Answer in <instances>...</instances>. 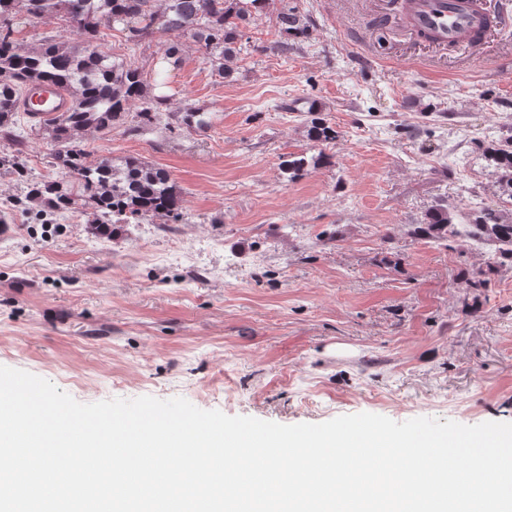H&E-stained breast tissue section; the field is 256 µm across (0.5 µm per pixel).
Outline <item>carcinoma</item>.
Instances as JSON below:
<instances>
[{
	"label": "carcinoma",
	"instance_id": "cac0c4a2",
	"mask_svg": "<svg viewBox=\"0 0 512 512\" xmlns=\"http://www.w3.org/2000/svg\"><path fill=\"white\" fill-rule=\"evenodd\" d=\"M23 2L33 17L63 14L69 31L82 36L71 43L65 39L46 47L25 50L0 34V141L13 153L0 157V167L23 176L17 159L31 133L18 125L20 104L35 84H54L69 99L59 115L28 118L36 134L49 139L57 176L26 181L25 200L56 213H78L85 217V232L95 239H110L121 224H142L162 219L170 224L184 220L180 193L170 173L138 157H128L122 167L112 156L102 155L94 164L86 162L85 136L103 137L113 130L144 136L158 126L188 132L208 127L201 113L171 112L160 124L159 108L165 98L148 91L142 72L102 50L106 31L114 22L128 23L129 38L135 43L149 38L158 24L165 32L191 36L222 78L232 71L243 29L257 20L263 0H0V20L5 22ZM275 26L285 37L306 34L303 16L288 0H280ZM311 138L319 143L336 139V131L315 117L310 121ZM500 188L512 200V141L493 149ZM454 215L443 204L434 206L413 234L446 240L455 233ZM470 234L494 247L497 265L512 269V220L501 210L484 208L469 224Z\"/></svg>",
	"mask_w": 512,
	"mask_h": 512
}]
</instances>
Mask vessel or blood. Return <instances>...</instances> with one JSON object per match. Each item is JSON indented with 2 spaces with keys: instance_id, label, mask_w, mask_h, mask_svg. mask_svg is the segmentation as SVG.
<instances>
[{
  "instance_id": "obj_1",
  "label": "vessel or blood",
  "mask_w": 512,
  "mask_h": 512,
  "mask_svg": "<svg viewBox=\"0 0 512 512\" xmlns=\"http://www.w3.org/2000/svg\"><path fill=\"white\" fill-rule=\"evenodd\" d=\"M394 6L405 26L431 42L453 44L474 51L484 44L491 28H503L504 17L494 27H486L485 0H395ZM67 101L54 89L36 87L30 97V111L54 115L65 111Z\"/></svg>"
}]
</instances>
